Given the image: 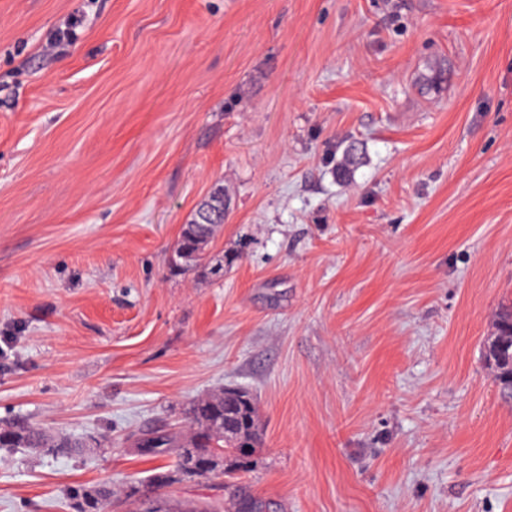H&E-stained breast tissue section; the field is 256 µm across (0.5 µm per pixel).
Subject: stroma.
<instances>
[{
  "label": "stroma",
  "mask_w": 512,
  "mask_h": 512,
  "mask_svg": "<svg viewBox=\"0 0 512 512\" xmlns=\"http://www.w3.org/2000/svg\"><path fill=\"white\" fill-rule=\"evenodd\" d=\"M218 185L223 278L173 273ZM511 301L512 0H0V422L102 442L0 450V512H125L225 386L278 512H512ZM511 352V355H510ZM511 358V371L509 372V360ZM483 359L487 368L491 371L495 381L504 394L512 393V349L508 353L493 352L484 345ZM510 376V379H509ZM98 486V485H97ZM97 486L77 488L69 493L71 508L74 512H102L105 505L112 501V489L109 488L107 497L98 493Z\"/></svg>",
  "instance_id": "35a3bbf8"
}]
</instances>
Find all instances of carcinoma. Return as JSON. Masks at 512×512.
Returning a JSON list of instances; mask_svg holds the SVG:
<instances>
[{
	"label": "carcinoma",
	"instance_id": "cac0c4a2",
	"mask_svg": "<svg viewBox=\"0 0 512 512\" xmlns=\"http://www.w3.org/2000/svg\"><path fill=\"white\" fill-rule=\"evenodd\" d=\"M224 187L213 189L207 201L196 211L193 218L183 225L173 250L180 271L201 270L209 275H224V269L215 268L216 257L212 255L211 243L217 229L224 224ZM483 359L501 391L512 393V371L509 360L512 354L498 353L489 347L483 349ZM233 410L240 428L249 435L250 451L262 445L257 407L248 392L243 394L222 391L194 401L187 410L189 430L164 434L147 433L136 439L135 448L144 456L170 453L175 457L171 469L160 468L141 486H132L126 492L128 498L146 504H154L155 512H224V503L182 505L173 500L164 490L182 482L178 478L180 457L189 449L195 456V464L202 479L224 484V478H237V473L228 476L213 461L236 456V444L212 431V425L224 418V409ZM1 448H30L52 456L81 457L91 446L86 435H59L50 430L25 421L5 422L0 425ZM234 512H270L272 504L254 496L247 488L235 486L231 493ZM73 512H104L112 496L102 497L96 487L77 488L69 493Z\"/></svg>",
	"mask_w": 512,
	"mask_h": 512
}]
</instances>
